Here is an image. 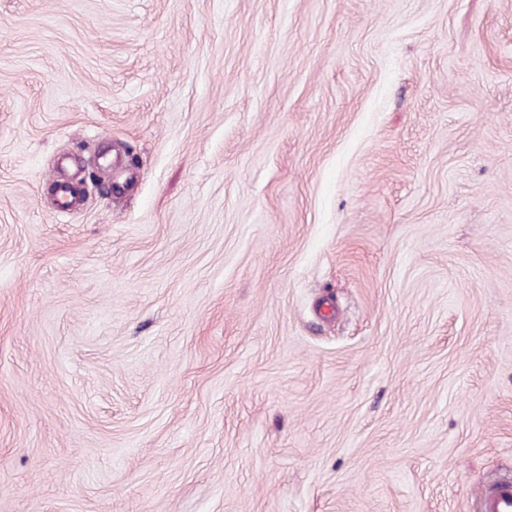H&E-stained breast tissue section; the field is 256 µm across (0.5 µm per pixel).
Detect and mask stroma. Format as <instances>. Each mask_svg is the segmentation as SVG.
Returning <instances> with one entry per match:
<instances>
[{"label":"stroma","mask_w":512,"mask_h":512,"mask_svg":"<svg viewBox=\"0 0 512 512\" xmlns=\"http://www.w3.org/2000/svg\"><path fill=\"white\" fill-rule=\"evenodd\" d=\"M507 476L512 0H0V512Z\"/></svg>","instance_id":"stroma-1"}]
</instances>
